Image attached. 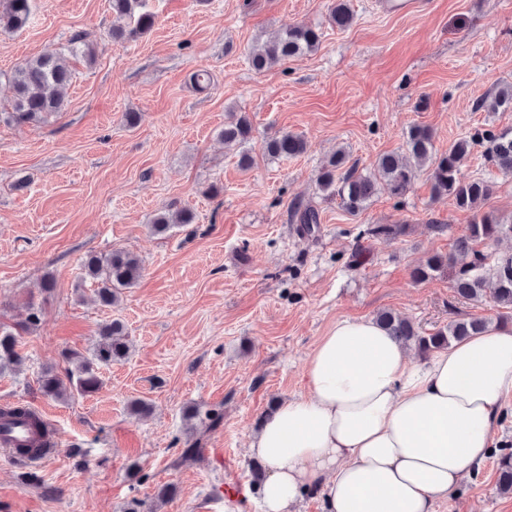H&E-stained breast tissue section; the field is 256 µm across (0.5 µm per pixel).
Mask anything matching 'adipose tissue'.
I'll list each match as a JSON object with an SVG mask.
<instances>
[{
  "mask_svg": "<svg viewBox=\"0 0 512 512\" xmlns=\"http://www.w3.org/2000/svg\"><path fill=\"white\" fill-rule=\"evenodd\" d=\"M306 392L250 437L266 470L262 512H436L487 459L512 398V325L414 360L376 319L341 320L318 341Z\"/></svg>",
  "mask_w": 512,
  "mask_h": 512,
  "instance_id": "adipose-tissue-1",
  "label": "adipose tissue"
}]
</instances>
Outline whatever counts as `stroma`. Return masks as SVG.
Masks as SVG:
<instances>
[{
    "instance_id": "stroma-1",
    "label": "stroma",
    "mask_w": 512,
    "mask_h": 512,
    "mask_svg": "<svg viewBox=\"0 0 512 512\" xmlns=\"http://www.w3.org/2000/svg\"><path fill=\"white\" fill-rule=\"evenodd\" d=\"M332 0H148L153 30L135 41L109 36V0H34L30 25L0 31V110L5 79L26 59L87 33L95 58H70L65 109L47 123L0 120V322L15 327L26 306L42 309L21 332V373L0 376V405L45 410L59 435L45 462L0 454V512H260L216 499L229 477L252 484L249 436L277 399L305 391L307 358L337 321L391 310L431 333L449 321L492 318L490 298L457 299L447 276L417 283L414 265L449 254L471 220L448 198L433 199L419 176L397 198L382 192L359 215L324 200L316 179L346 147L359 171L400 150L405 132L429 127L438 151L487 130L512 129V112L479 100L512 83V0H427L414 12H380L375 0H346L344 30L329 23ZM321 29L319 48L267 73L248 62L259 36L288 26ZM207 71L211 85L192 87ZM137 113L126 127L125 113ZM252 124L254 164L220 133L230 113ZM305 137L308 150L272 160L264 140ZM475 144L465 175L489 180L482 209L512 219V176ZM316 206L320 230L301 235L294 202ZM191 224L168 237L149 226L164 209ZM370 224H408L396 239L364 237ZM444 224L438 236L429 225ZM124 249L143 276L117 306L93 302L86 255ZM365 258L352 266L355 252ZM55 287L44 291L46 276ZM120 319L127 359L102 369L89 396L43 394L44 371L64 374L67 351L88 352L101 324ZM152 406L132 416L131 401ZM197 444V461L180 459ZM172 487L166 498L161 488ZM437 512H512L493 459L466 477Z\"/></svg>"
}]
</instances>
